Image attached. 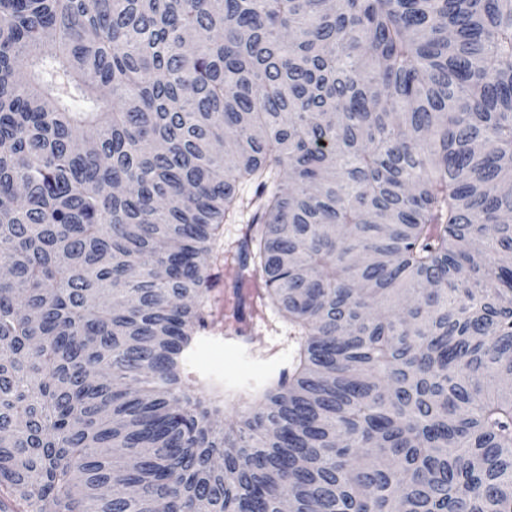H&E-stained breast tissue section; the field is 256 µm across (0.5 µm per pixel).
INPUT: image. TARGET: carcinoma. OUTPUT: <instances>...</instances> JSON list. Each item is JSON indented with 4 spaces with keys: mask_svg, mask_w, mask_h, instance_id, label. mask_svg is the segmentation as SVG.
I'll use <instances>...</instances> for the list:
<instances>
[{
    "mask_svg": "<svg viewBox=\"0 0 512 512\" xmlns=\"http://www.w3.org/2000/svg\"><path fill=\"white\" fill-rule=\"evenodd\" d=\"M237 280L300 336L218 423ZM0 512H512V0H0ZM240 196L241 207L223 224L212 245L207 326L195 337L182 364V376L193 389L223 400L227 396L245 400L283 372L290 373L300 344L284 313L269 305L262 318L257 317L254 308L260 300L248 294L250 288L237 292L234 282L225 278L224 260L238 254L258 211L253 185H242ZM234 312L239 320L227 327L224 315ZM218 317L223 318L222 329L213 322Z\"/></svg>",
    "mask_w": 512,
    "mask_h": 512,
    "instance_id": "1",
    "label": "carcinoma"
}]
</instances>
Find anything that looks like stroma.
<instances>
[{
	"label": "stroma",
	"instance_id": "obj_1",
	"mask_svg": "<svg viewBox=\"0 0 512 512\" xmlns=\"http://www.w3.org/2000/svg\"><path fill=\"white\" fill-rule=\"evenodd\" d=\"M240 196L239 210L223 224L212 246L208 324L196 336L182 364V376L193 389L234 400L247 399L292 371L300 344L284 313L268 307L262 315H255L258 298L236 291L225 277L224 261L238 254L258 211L253 185H242Z\"/></svg>",
	"mask_w": 512,
	"mask_h": 512
}]
</instances>
